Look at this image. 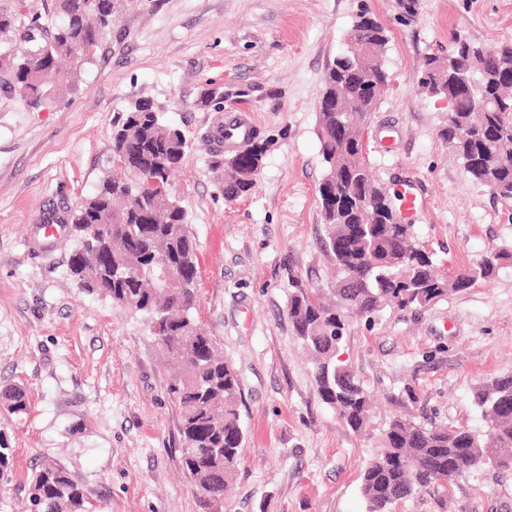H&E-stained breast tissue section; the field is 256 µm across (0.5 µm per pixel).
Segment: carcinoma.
<instances>
[{"instance_id":"1","label":"carcinoma","mask_w":512,"mask_h":512,"mask_svg":"<svg viewBox=\"0 0 512 512\" xmlns=\"http://www.w3.org/2000/svg\"><path fill=\"white\" fill-rule=\"evenodd\" d=\"M114 8L115 0H54L55 20L43 23L37 16L22 28L0 9V92L30 108L43 107L51 100L45 76L63 59L73 64L65 80L75 85L77 72L92 59L88 43L97 47L111 33ZM356 24L363 41L385 48L386 28L375 18L364 13ZM462 77L474 81L478 97L487 101L485 109L477 110L475 98L458 89ZM388 80L384 63L366 71L351 52L338 55L324 75L317 101L324 164L318 193L327 230L322 246L336 279L328 303L311 288L294 289L289 302L295 335L314 361L319 398L356 432L367 428L371 396L342 359L350 321H370L388 306L426 307L512 266V246L494 247L477 264L441 277L414 225L375 212L382 206V185L370 173L361 141L370 112L339 108L373 103ZM420 84L450 101L440 136L472 181L497 189L500 201L512 198V41L485 46L460 38L447 59L427 57ZM340 122L347 134L338 140ZM248 141L251 149L240 158L219 161L224 198L230 201L253 189L267 151L258 137ZM189 148L186 132L165 122L150 102L132 103L113 124L112 171L66 210L63 221L71 225L75 249L69 270L79 287L141 315L156 329L152 336L161 355L176 369L165 392L180 409L182 465L202 507L213 509L238 468L245 433L238 376L217 339L193 315L196 241L169 183ZM92 226L97 227L93 238L87 232ZM158 255L166 256L178 278L157 279ZM0 397L13 412L26 408L19 389ZM474 400L487 424L484 431L426 426L398 416L389 421L361 478L367 512H393L414 493L448 487L472 471L512 466V374L483 385ZM30 505L32 512H86L82 488L51 460L33 475Z\"/></svg>"}]
</instances>
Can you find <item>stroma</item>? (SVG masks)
Wrapping results in <instances>:
<instances>
[{"mask_svg":"<svg viewBox=\"0 0 512 512\" xmlns=\"http://www.w3.org/2000/svg\"><path fill=\"white\" fill-rule=\"evenodd\" d=\"M364 11L389 35L390 81L365 130L374 176L389 194L425 197L414 231L444 273L512 242L501 205L439 136L446 101L419 86L427 57L447 56L456 36L512 40V0H419L410 21L396 0H121L74 89L39 109L0 94V391L22 389L27 404L0 401V512H26L48 458L90 512H202L145 319L79 288L72 237L42 228L111 169L112 123L141 99L191 140L171 190L197 246L195 316L240 381L245 442L219 512H366L361 477L390 418L483 428L474 392L512 373V268L421 309L352 320L343 358L375 399L363 434L319 398L288 315L294 288L335 274L321 246L317 100ZM235 113L268 148L252 192L229 201L212 137ZM395 512H512V471L472 472Z\"/></svg>","mask_w":512,"mask_h":512,"instance_id":"stroma-1","label":"stroma"}]
</instances>
